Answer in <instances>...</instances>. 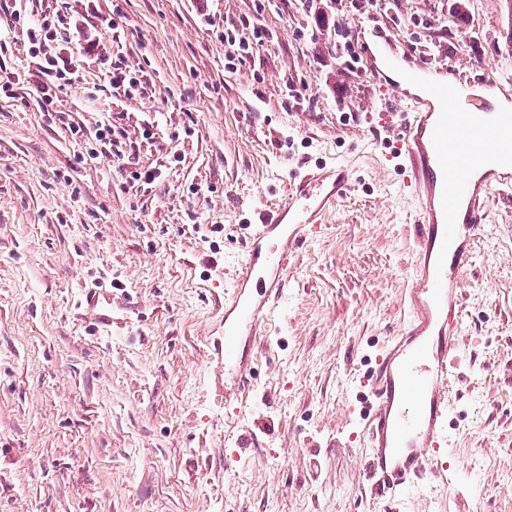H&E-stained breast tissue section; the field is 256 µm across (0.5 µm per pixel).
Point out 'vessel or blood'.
I'll use <instances>...</instances> for the list:
<instances>
[{"mask_svg":"<svg viewBox=\"0 0 512 512\" xmlns=\"http://www.w3.org/2000/svg\"><path fill=\"white\" fill-rule=\"evenodd\" d=\"M365 63L372 79L388 91L392 108L410 112L398 135L397 155L420 193L422 208L415 227L421 251L407 324L376 358L367 417L370 491L397 500L421 489L431 468L447 466L452 441L447 387L456 369L461 327L459 274L471 261V242L481 226L479 201L503 185L487 164L493 158L512 162V108L492 112L481 99L461 100L444 60L408 56L390 38L366 52ZM348 189L345 169L309 173L282 205L260 213L232 299L249 336H257L282 299L289 246L312 232L316 215ZM261 260L278 277L271 287L261 288L254 305L243 294L258 279ZM78 307L98 332L127 320L126 300L108 287L85 291ZM224 368L235 376L231 395H239L251 367L230 335L224 339Z\"/></svg>","mask_w":512,"mask_h":512,"instance_id":"vessel-or-blood-1","label":"vessel or blood"}]
</instances>
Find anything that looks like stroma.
<instances>
[{"mask_svg":"<svg viewBox=\"0 0 512 512\" xmlns=\"http://www.w3.org/2000/svg\"><path fill=\"white\" fill-rule=\"evenodd\" d=\"M69 3L116 25L100 54L71 45L79 85L47 111L28 89L0 99V512H512V188L483 204L460 276L453 470L408 500H374L368 379L407 317L421 221L393 156L405 113L386 111L366 72L337 70L329 30L298 0L260 17L274 41L234 72L217 29L253 18L252 0ZM395 10L389 36L446 46L465 86L512 74V0ZM116 55L151 92L110 88ZM288 80L300 107L282 103ZM58 112L86 136L71 139ZM108 115L160 180L125 182L100 152L92 130ZM339 166L351 189L290 248L249 390L225 399L220 345L249 226L295 178ZM105 279L140 311L108 336L76 313ZM252 430L261 447L238 450Z\"/></svg>","mask_w":512,"mask_h":512,"instance_id":"stroma-1","label":"stroma"}]
</instances>
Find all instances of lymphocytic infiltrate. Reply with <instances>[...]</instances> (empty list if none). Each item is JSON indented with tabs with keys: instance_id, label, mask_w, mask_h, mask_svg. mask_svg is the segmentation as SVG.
Instances as JSON below:
<instances>
[{
	"instance_id": "f902f5d3",
	"label": "lymphocytic infiltrate",
	"mask_w": 512,
	"mask_h": 512,
	"mask_svg": "<svg viewBox=\"0 0 512 512\" xmlns=\"http://www.w3.org/2000/svg\"><path fill=\"white\" fill-rule=\"evenodd\" d=\"M18 0H0V26L15 27L26 23V39L21 48H14L12 42L0 38V59L21 51L24 56L35 59L36 70L26 67L9 68L0 62V98H15L18 91L26 85H33L37 103L46 107L52 105L63 90L77 80V71L73 66L69 44L80 41L87 54H95L100 42L85 32L83 22L73 14L63 10L58 0H31L28 14H21ZM305 11L318 19H331L332 33L335 37L336 58L344 70L356 71L361 56L355 49L357 39L343 25L339 18L340 8L331 10L319 8L318 0H300ZM221 37L227 49L226 60L229 69H236L250 58L255 48L268 45L273 34L260 23L249 24L247 29L228 24ZM94 138L102 151L121 161L130 180L150 185L159 180L162 170L158 167L139 168L133 165L125 131L118 124L106 120L100 122L94 132Z\"/></svg>"
}]
</instances>
